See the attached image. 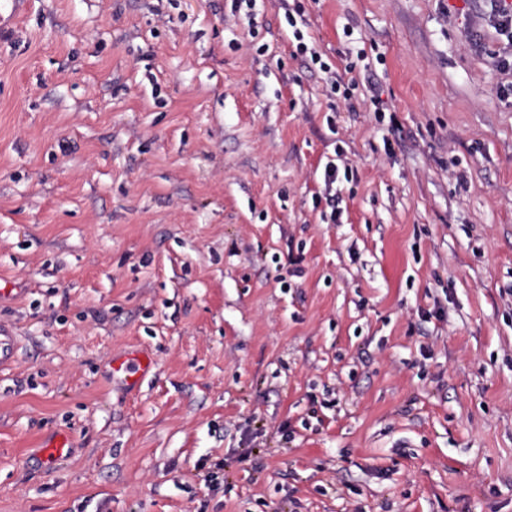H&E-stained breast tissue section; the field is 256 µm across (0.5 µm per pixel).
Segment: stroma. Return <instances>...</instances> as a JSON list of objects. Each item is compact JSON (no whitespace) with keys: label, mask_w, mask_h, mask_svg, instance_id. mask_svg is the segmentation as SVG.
<instances>
[{"label":"stroma","mask_w":512,"mask_h":512,"mask_svg":"<svg viewBox=\"0 0 512 512\" xmlns=\"http://www.w3.org/2000/svg\"><path fill=\"white\" fill-rule=\"evenodd\" d=\"M484 17L308 0L333 94L276 0L251 27L230 0H27L0 41V512H512V96ZM151 368L150 362L142 357H127L113 360L112 375H120L128 385H136L145 379Z\"/></svg>","instance_id":"35a3bbf8"}]
</instances>
